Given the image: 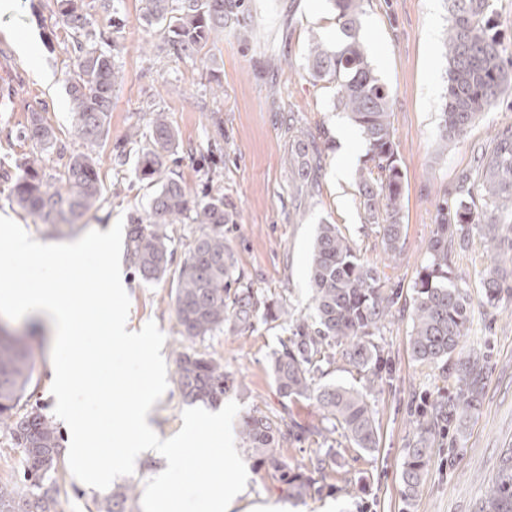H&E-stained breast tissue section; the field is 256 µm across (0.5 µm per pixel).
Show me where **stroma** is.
I'll list each match as a JSON object with an SVG mask.
<instances>
[{
    "label": "stroma",
    "instance_id": "35a3bbf8",
    "mask_svg": "<svg viewBox=\"0 0 512 512\" xmlns=\"http://www.w3.org/2000/svg\"><path fill=\"white\" fill-rule=\"evenodd\" d=\"M92 29L105 30V50L124 73L112 99V118L99 149L103 195L98 209L83 222L48 231L11 201V188L20 176L19 164L33 146L17 131L31 110L43 112L54 128L57 147L45 155L41 173L52 177L62 169L61 153L84 151L72 127L65 79L76 62L73 41L58 18L55 0H17L13 12L0 15V216L22 224L31 236L62 243L96 227L128 219L147 206L152 190L136 174V153L125 164L111 162L116 142L130 126L145 124L149 107L167 111L180 134L177 171L190 191L202 188L201 154L219 156L220 184L225 203L236 212L224 235L237 266L253 288L306 311L309 303V261L315 228L322 221L338 224L361 258L375 265L384 287L398 294L400 316L383 331L382 345L391 370L372 389L379 445L355 452L347 441L336 446V489L286 512H482L487 488L500 474L502 458L512 450V294L495 304L483 296L481 280L490 259L480 234H473L469 252L452 260V277L471 296L472 323L461 341L462 350L483 355L485 390L462 432L440 433L432 447L425 480L412 504L402 496L401 472L415 400L434 402L452 396L454 386L437 369L415 362L410 351L413 284L424 260V248L437 224L438 191L452 187L458 174L470 168L474 146H489L493 132L512 125V95L484 113L457 142L441 149L440 121L448 85L445 39L452 20L451 0H364L361 37L373 68L391 99L400 168L404 245L396 260L384 259L381 238L368 224L359 204L355 174L367 151L363 134L332 105L335 89L313 83L306 57L313 38L340 39L334 0H246L247 37L233 32L208 41L202 59L192 62L169 53L156 28L142 20L145 0H115L103 11L100 0H84ZM35 35L39 62L31 64L17 53L16 41ZM288 57V67L272 76L263 62L272 54ZM220 113L223 128H215L212 113ZM295 113L311 133L325 131L321 193L302 199L300 185L288 169L291 148L281 117ZM351 148L344 179L336 168ZM131 302L129 320L139 329L155 321L165 335L162 355L168 386L153 407L152 422L164 438L182 426L188 404L176 382V357L182 351H205L220 359L233 380L226 400L239 403L238 419L264 414L287 416L309 425L320 424L315 401L282 398L274 385L271 355L279 346L280 329L256 326L238 335L227 331L191 342L182 334L174 309L176 277L144 283L130 265L122 267ZM10 332L26 336L36 365L24 400L52 416L53 340L43 325L11 320ZM26 462L5 431L0 430V486L26 495L22 479ZM51 478L56 483L57 512H105L111 494H88L77 483L66 458H59Z\"/></svg>",
    "mask_w": 512,
    "mask_h": 512
}]
</instances>
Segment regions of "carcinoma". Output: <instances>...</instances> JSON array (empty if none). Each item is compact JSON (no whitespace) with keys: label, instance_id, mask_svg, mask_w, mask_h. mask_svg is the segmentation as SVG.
<instances>
[{"label":"carcinoma","instance_id":"obj_1","mask_svg":"<svg viewBox=\"0 0 512 512\" xmlns=\"http://www.w3.org/2000/svg\"><path fill=\"white\" fill-rule=\"evenodd\" d=\"M58 15L79 56L66 78V94L75 132L87 151L69 155L63 171L52 179L40 175L42 152L53 149L57 137L42 114L30 112L19 137L39 145L41 152L23 159V175L12 186L15 204L28 215L57 230L73 225L102 197L95 148L105 141L112 117V98L123 74L102 50L88 43L105 40L104 33L89 29L83 0H56ZM364 0H335L343 39L332 46L315 39L306 58L308 75L316 82L335 85L334 107L346 113L362 131L368 145L366 159L357 169L356 187L365 220L377 228L384 252L394 257L402 250V173L391 123V103L384 83L375 73L360 38ZM489 0H453L452 24L446 36L448 89L440 122V142H455L483 113L512 93V58L503 56L501 42L484 22ZM245 0H146L143 20L164 34L173 53L195 61L211 33L226 28L242 31ZM148 131L135 127L114 146V159L127 156L129 144L137 146L138 179L157 186L148 207L129 219L126 257L146 283L161 280L173 264L170 249L172 224H196L193 238L180 262L174 305L183 336L195 341L218 330L242 333L256 324L281 321L291 336L271 357L277 392L284 398L312 399L323 413L322 426L309 427L294 416L273 419L250 416L241 427L245 452L255 458L272 485L295 502L320 498L336 490L327 482L336 466V449L329 436H342L357 451L377 447L378 430L369 401L370 389L389 367L380 339L386 318L398 294L380 284L377 267L363 261L352 242L336 224L318 225L310 267V306L303 316L284 307L245 282L233 252L224 238V225L236 223V214L224 204L221 190L193 194L171 165L179 147V131L168 114L151 110ZM294 150L289 164L310 194L320 189L322 149L316 137L288 120ZM481 170L479 195H474L472 172L462 171L455 198L440 209L436 234L426 248V261L413 285L410 312L412 358L435 366L454 380L453 397L419 407L415 433L406 452L402 472L404 500L410 502L421 486L430 438L453 424L461 430L468 413L482 396L485 377L481 353L459 350L472 319L468 289L450 279L449 265L457 250L469 246L476 200L482 201L483 219L478 231L493 247L491 264L482 282L487 301L512 290L511 266L501 265L512 253V240L502 241L499 225L512 223V126L500 129L491 151L477 154ZM343 362L363 379L360 389L323 383L331 367ZM177 384L183 398L215 402L232 380L224 366L205 352H181ZM33 353L22 336L0 338V424L11 430L22 449L25 480L30 482L26 512H54L56 488L49 482L61 452L56 428L38 407L22 411L21 400L30 381ZM314 437L319 448L309 463L289 466L284 447ZM134 486L112 494L109 512H126ZM489 512H512V453L503 459L501 475L486 494Z\"/></svg>","mask_w":512,"mask_h":512}]
</instances>
